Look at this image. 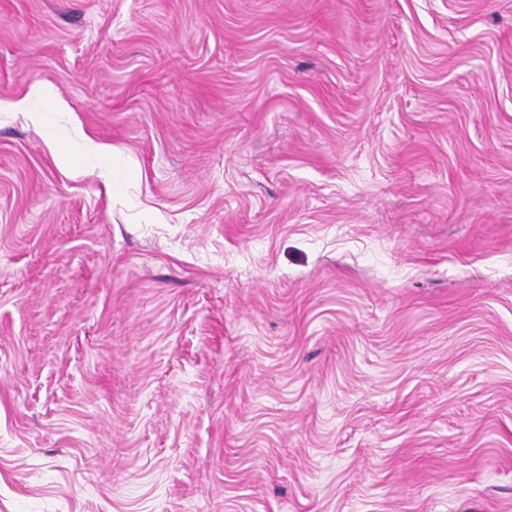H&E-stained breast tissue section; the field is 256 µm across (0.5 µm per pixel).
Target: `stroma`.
<instances>
[{"label":"stroma","instance_id":"35a3bbf8","mask_svg":"<svg viewBox=\"0 0 512 512\" xmlns=\"http://www.w3.org/2000/svg\"><path fill=\"white\" fill-rule=\"evenodd\" d=\"M24 98L0 512H512V0H0Z\"/></svg>","mask_w":512,"mask_h":512}]
</instances>
